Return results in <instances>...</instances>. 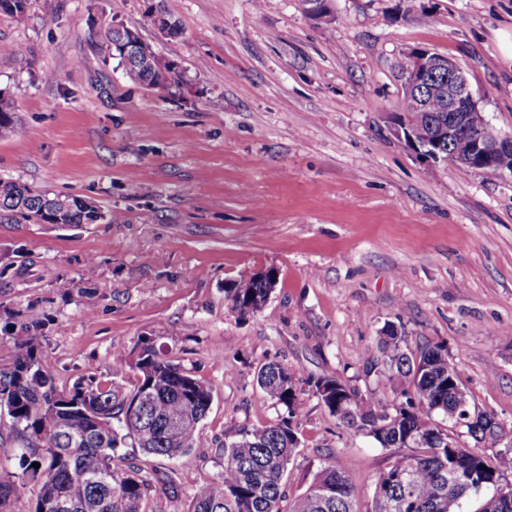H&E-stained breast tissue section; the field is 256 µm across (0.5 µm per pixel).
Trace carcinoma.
Here are the masks:
<instances>
[{
	"label": "carcinoma",
	"mask_w": 512,
	"mask_h": 512,
	"mask_svg": "<svg viewBox=\"0 0 512 512\" xmlns=\"http://www.w3.org/2000/svg\"><path fill=\"white\" fill-rule=\"evenodd\" d=\"M28 0H0V13L20 17ZM118 60L127 77L147 88L173 81L174 67L158 65L152 47L127 28L107 32L98 47ZM448 74L430 77L416 138H428L449 113L441 111L437 90ZM118 216L93 201L36 192L16 180L0 178V224H108ZM268 269L247 281L231 283L225 298L240 315L263 308L272 289ZM44 318L35 309L14 334L17 353L0 363V409L11 419L21 478L35 483L32 512H146L148 490L157 477L116 449L131 437L148 455L177 459L196 447L199 426L210 410L212 389L190 371L163 358L149 338L140 340L129 367L136 382L128 393L109 376L83 377L69 390L58 389L37 331ZM385 338L364 358L380 366V377L400 382V400L381 403L338 377L315 381L329 413L348 428L372 437L383 448H408L376 480L371 512H512V453L488 459L462 440L460 429L479 441L498 425L473 428L465 412L476 411L460 381L459 362L447 346L428 344L413 354L401 345L396 325L384 327ZM257 384L277 406L264 425L244 427L224 444V473L195 487L191 512H359V487L336 462L314 474L303 493L288 499L284 479L299 451L297 422L303 413L295 376L275 361L263 364ZM442 416L441 421L433 415ZM39 467H34V464ZM486 469H481V466ZM111 480L102 483L100 474Z\"/></svg>",
	"instance_id": "1"
}]
</instances>
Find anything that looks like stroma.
Masks as SVG:
<instances>
[{
  "label": "stroma",
  "mask_w": 512,
  "mask_h": 512,
  "mask_svg": "<svg viewBox=\"0 0 512 512\" xmlns=\"http://www.w3.org/2000/svg\"><path fill=\"white\" fill-rule=\"evenodd\" d=\"M162 6L180 32L154 25ZM335 23L301 0H29L0 14V98L18 128L0 141V177L94 200L115 224H0V326L39 309L58 388L108 375L131 390L141 337L211 386L200 443L175 460L118 452L173 470L177 497L149 512H189L219 479L224 444L278 409L256 382L277 361L305 409L289 497L337 461L370 512L375 481L401 452L342 426L315 393L335 376L390 404L398 391L363 353L385 324L415 353L444 343L496 436L512 450V176L438 166L396 137L413 48L456 61L481 112L512 133V60L498 47L512 0H333ZM125 27L175 66L177 84L130 81L96 42ZM95 256L91 280L80 274ZM273 268L264 309L242 317L228 282ZM78 281L68 296L54 283ZM93 316H86L87 306Z\"/></svg>",
  "instance_id": "obj_1"
}]
</instances>
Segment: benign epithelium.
Instances as JSON below:
<instances>
[{
    "mask_svg": "<svg viewBox=\"0 0 512 512\" xmlns=\"http://www.w3.org/2000/svg\"><path fill=\"white\" fill-rule=\"evenodd\" d=\"M448 73V111L458 113V121L468 133V151L454 158L452 164L461 167L479 164L483 172L512 174V134L496 132L484 114L474 105V99L464 71L452 59L435 55L427 50H417L408 55L404 89L417 93L429 73Z\"/></svg>",
    "mask_w": 512,
    "mask_h": 512,
    "instance_id": "benign-epithelium-1",
    "label": "benign epithelium"
}]
</instances>
